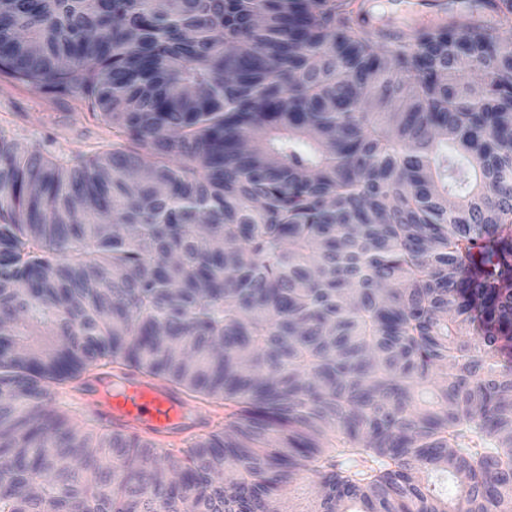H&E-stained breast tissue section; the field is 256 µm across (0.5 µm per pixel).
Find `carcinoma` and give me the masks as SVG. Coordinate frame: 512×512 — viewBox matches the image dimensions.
<instances>
[{
  "label": "carcinoma",
  "mask_w": 512,
  "mask_h": 512,
  "mask_svg": "<svg viewBox=\"0 0 512 512\" xmlns=\"http://www.w3.org/2000/svg\"><path fill=\"white\" fill-rule=\"evenodd\" d=\"M0 0V512H512V0ZM217 405L159 449L58 389ZM373 1H384L387 3L390 0H373ZM386 12L369 11L370 23L374 26L389 25L396 29L403 28L406 25L407 20L412 16L410 13L400 14L395 13L390 5L387 3ZM80 112H88L86 106L79 107L69 99L44 101L35 92L14 87L0 76V124L10 134L47 145L56 155L88 153L101 141L100 129L80 117ZM55 131L60 133L59 137L49 143L47 135Z\"/></svg>",
  "instance_id": "carcinoma-1"
}]
</instances>
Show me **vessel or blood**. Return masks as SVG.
<instances>
[{"instance_id": "b4317fda", "label": "vessel or blood", "mask_w": 512, "mask_h": 512, "mask_svg": "<svg viewBox=\"0 0 512 512\" xmlns=\"http://www.w3.org/2000/svg\"><path fill=\"white\" fill-rule=\"evenodd\" d=\"M80 404L103 426L166 446L204 433L211 415L178 388L126 367L88 380Z\"/></svg>"}]
</instances>
